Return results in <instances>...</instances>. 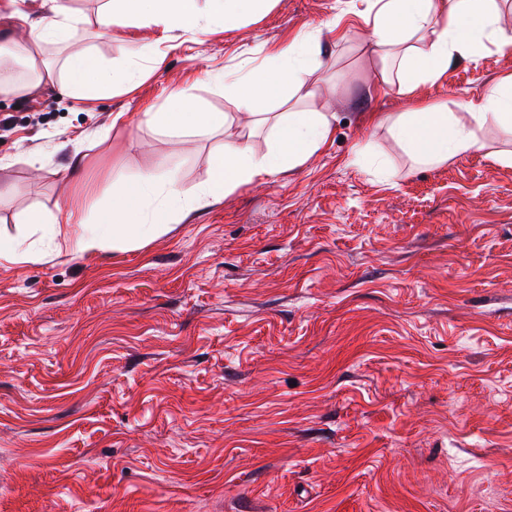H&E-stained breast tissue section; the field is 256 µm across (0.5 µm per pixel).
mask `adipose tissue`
Wrapping results in <instances>:
<instances>
[{"instance_id": "ef3b65f1", "label": "adipose tissue", "mask_w": 512, "mask_h": 512, "mask_svg": "<svg viewBox=\"0 0 512 512\" xmlns=\"http://www.w3.org/2000/svg\"><path fill=\"white\" fill-rule=\"evenodd\" d=\"M51 18L31 19L19 8H11L23 38L14 40L20 50L29 81L18 82L0 72V94H24L42 82L58 83L74 95H90L107 88L133 86L139 71L133 67H103L91 51L68 55L61 68L44 60V45L67 44L76 18L68 0H50ZM273 0H107L95 24L108 35L123 16L138 26L154 28L160 40L173 33L191 31L202 20L233 21L255 18L266 12ZM499 0H370L369 41L379 52L381 65L375 89L397 88L413 94L423 84L435 82L458 56L478 55L488 46L512 49V29L501 22ZM316 31H304L267 56L262 65L243 64L224 88L235 109L207 112L183 92L150 113L149 123L161 135L179 138L213 132L235 124L238 138L225 141L211 157V177L193 193H186L176 177L159 179L143 174L135 184L112 186V209L104 225L89 226L83 214L66 209V223L78 224L82 233L75 241L80 254L104 251L109 245L133 246L163 233L170 219L220 201L243 185L278 176L304 164L326 146L334 133L328 113L305 108L315 96L321 67L311 47ZM282 98L284 112L259 111L260 103ZM365 126L386 128L391 137L420 166L433 167L448 160L484 150L482 133L495 125L512 132V75L493 84L481 96L452 111L448 105L418 106L407 112H370ZM268 128L271 144L266 152H255L248 142L252 127Z\"/></svg>"}]
</instances>
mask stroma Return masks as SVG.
Masks as SVG:
<instances>
[{"label":"stroma","instance_id":"stroma-1","mask_svg":"<svg viewBox=\"0 0 512 512\" xmlns=\"http://www.w3.org/2000/svg\"><path fill=\"white\" fill-rule=\"evenodd\" d=\"M103 3L70 0L73 36L43 55L143 68L132 90L0 94V235L46 253L0 263V512H512V166L491 158L512 133L421 169L360 122L475 98L512 51L455 58L407 97L371 90L367 0H275L169 43L127 21L98 36ZM311 28L336 139L306 163L136 248L81 255L75 225L29 231L66 206L101 223L116 181L209 180L238 127L177 146L145 110L181 88L233 111L212 76Z\"/></svg>","mask_w":512,"mask_h":512}]
</instances>
